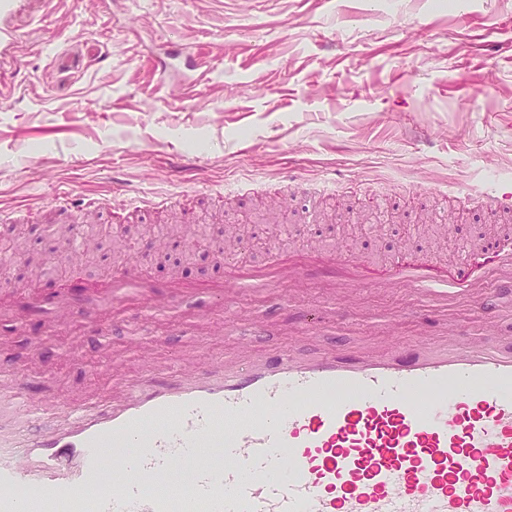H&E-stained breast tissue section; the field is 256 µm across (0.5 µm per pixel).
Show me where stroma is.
Here are the masks:
<instances>
[{
	"mask_svg": "<svg viewBox=\"0 0 512 512\" xmlns=\"http://www.w3.org/2000/svg\"><path fill=\"white\" fill-rule=\"evenodd\" d=\"M12 25L13 62L0 66V296L57 293L63 246L47 220L61 218L70 194L101 205L75 228L99 244L70 284L76 306L91 307L128 265L161 288L189 285L184 308L207 314L184 335L132 309L87 325L77 346L45 314L0 316V368L36 399L68 402L152 357L176 365L188 338L216 363L237 347L210 310L207 287L223 263L178 248L145 255L142 234L178 224L215 236L244 224L245 264L323 247L378 268L409 248L462 263L467 253H449V240L500 232L475 193L512 183V0H26ZM481 25L495 51L462 39ZM173 44L193 67L160 77L152 65ZM359 182L372 193L353 192ZM156 194L167 204L121 208ZM19 211L32 219L18 228L17 254L3 222ZM422 213L454 227L452 239L412 234ZM357 293L370 318L316 338L281 328L324 307L318 288L301 305L280 292L260 304L241 289L235 304L273 321L252 340L257 350L370 344L377 317L394 318L397 340H417L416 296L370 283ZM511 307L505 288L482 309L461 301L451 333L497 339L512 330ZM161 334L150 355L128 352L132 337Z\"/></svg>",
	"mask_w": 512,
	"mask_h": 512,
	"instance_id": "obj_1",
	"label": "stroma"
}]
</instances>
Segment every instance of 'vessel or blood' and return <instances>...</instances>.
<instances>
[{
    "label": "vessel or blood",
    "mask_w": 512,
    "mask_h": 512,
    "mask_svg": "<svg viewBox=\"0 0 512 512\" xmlns=\"http://www.w3.org/2000/svg\"><path fill=\"white\" fill-rule=\"evenodd\" d=\"M24 0H0V58ZM492 262L448 275L409 260L379 284L422 296L440 322L461 299L485 304L512 286V229L488 245ZM365 265L326 250L273 254L259 267L225 265L210 284L228 289L297 287L312 277L335 302L363 282ZM101 316L129 308L177 312L179 288L158 294L132 269L113 273ZM85 320L90 310L32 294L0 300L20 319L48 308ZM192 371L144 369L85 399L49 410L15 387L0 390V512H19L35 490L39 512H512V344L478 338L399 343L386 350L330 346L305 355L256 352ZM224 451L216 462L212 451ZM170 479L169 496L149 478Z\"/></svg>",
    "instance_id": "obj_1"
}]
</instances>
